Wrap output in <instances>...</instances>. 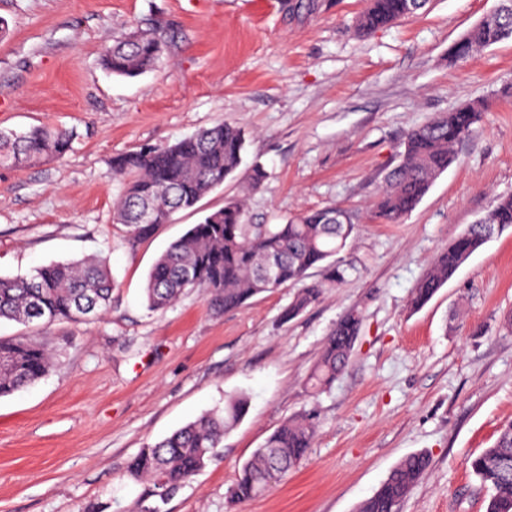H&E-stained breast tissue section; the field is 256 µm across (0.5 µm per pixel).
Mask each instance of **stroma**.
<instances>
[{"instance_id":"stroma-1","label":"stroma","mask_w":512,"mask_h":512,"mask_svg":"<svg viewBox=\"0 0 512 512\" xmlns=\"http://www.w3.org/2000/svg\"><path fill=\"white\" fill-rule=\"evenodd\" d=\"M498 0H431L427 11L361 37L368 0H0V129L74 133L64 157L0 167V276L106 259L112 307L89 323L34 328L51 370L0 398V512H118L141 492L128 460L238 392L250 398L217 457L167 512H355L407 456L426 473L398 512H485L469 459L512 423V233L493 237L421 310L412 290L437 252L512 194V40L450 61L448 50ZM165 39L156 70L109 75L101 48L129 25ZM485 104L458 160L400 224L370 207L406 132L434 114ZM247 135L244 164L267 178L247 198L251 224H282L329 205L351 214L344 281L322 269L319 302L286 321L289 284L223 313L192 291L162 313L143 288L157 257L241 193V176L129 249L112 221L122 190L113 155L171 145L219 123ZM361 316L347 368L311 395L306 377L336 323ZM314 414L305 459L236 508L242 463L285 420Z\"/></svg>"}]
</instances>
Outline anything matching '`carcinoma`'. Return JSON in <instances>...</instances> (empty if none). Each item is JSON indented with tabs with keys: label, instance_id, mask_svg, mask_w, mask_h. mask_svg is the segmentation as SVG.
Returning <instances> with one entry per match:
<instances>
[{
	"label": "carcinoma",
	"instance_id": "1",
	"mask_svg": "<svg viewBox=\"0 0 512 512\" xmlns=\"http://www.w3.org/2000/svg\"><path fill=\"white\" fill-rule=\"evenodd\" d=\"M427 0H369L357 21L366 35L422 9ZM512 40V0L485 17L454 43L452 60L496 43ZM163 52L156 27L132 25L104 44L101 64L117 77L133 78L154 69ZM483 106L467 104L435 115L409 130L399 163L389 171L371 207V220L399 224L427 194L435 179L457 161L456 144L469 136L481 119ZM73 133L63 128L32 126L24 131L0 129V166L20 168L64 155ZM244 132L224 123L202 129L172 145H142L112 157V173L123 190L113 201L114 223L126 228L132 250L180 210H198L199 202L234 174L242 161ZM266 172L254 164L246 189H258ZM245 200L235 198L205 213L155 261L144 288L147 308L163 312L189 290H200L219 311L242 307L258 294L288 283L299 284L285 308L291 320L319 301L322 285L308 283L309 270L322 267L328 281L339 283L345 268L336 256L353 238L355 224L338 206L310 209L284 224L245 223ZM512 229V195L500 196L492 208L451 244L441 249L411 295V307H424L456 271L487 243V234ZM116 287L101 258H82L38 268L29 277H0V320L24 326L56 322H88L112 306ZM361 319L346 314L328 336L306 378L309 392L318 393L344 370L360 334ZM0 397L38 381L52 367L46 344L35 336L0 338ZM249 408L245 393L224 399V406L202 414L169 436L142 448L127 464V478L143 485L126 512H166L167 495H175L217 455L224 435L238 425ZM316 438L314 417L285 421L242 465L228 489L235 505H246L279 484L307 456ZM429 465L415 453L403 459L359 512H397L400 501ZM487 492L486 512H512V424L495 443L470 461Z\"/></svg>",
	"mask_w": 512,
	"mask_h": 512
}]
</instances>
